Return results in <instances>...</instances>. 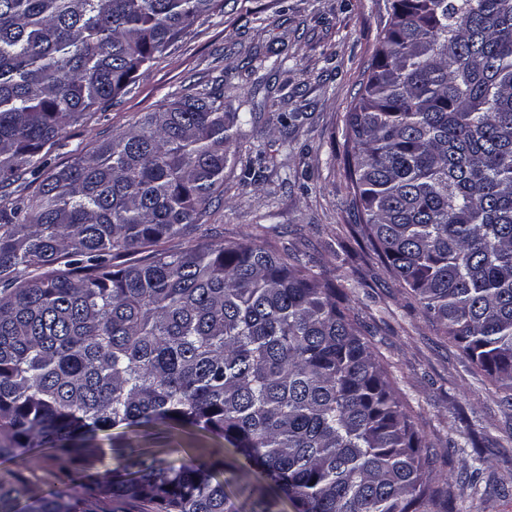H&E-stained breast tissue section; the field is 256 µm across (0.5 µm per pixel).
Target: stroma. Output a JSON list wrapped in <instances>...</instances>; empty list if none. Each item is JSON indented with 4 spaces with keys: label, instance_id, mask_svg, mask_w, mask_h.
I'll return each instance as SVG.
<instances>
[{
    "label": "stroma",
    "instance_id": "1",
    "mask_svg": "<svg viewBox=\"0 0 512 512\" xmlns=\"http://www.w3.org/2000/svg\"><path fill=\"white\" fill-rule=\"evenodd\" d=\"M387 0H224L221 12L195 22L166 53L138 73L127 94L91 111L44 151L48 168L185 95L218 91L224 109L246 116L224 170V197L207 216L216 242L254 239L273 230L277 246L296 247L335 276L338 256L352 287L351 305L365 321L392 373L393 385L435 448L457 512H512V407L447 337L422 315L407 288L350 233L358 223L342 133L346 112L368 76ZM462 451L449 455L450 444ZM484 458L485 489L460 480L463 461ZM23 463L0 460V475L21 472L43 495L63 476L48 448H27Z\"/></svg>",
    "mask_w": 512,
    "mask_h": 512
}]
</instances>
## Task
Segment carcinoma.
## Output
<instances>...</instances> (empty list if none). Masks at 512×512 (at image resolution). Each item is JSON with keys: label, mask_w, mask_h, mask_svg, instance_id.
Listing matches in <instances>:
<instances>
[{"label": "carcinoma", "mask_w": 512, "mask_h": 512, "mask_svg": "<svg viewBox=\"0 0 512 512\" xmlns=\"http://www.w3.org/2000/svg\"><path fill=\"white\" fill-rule=\"evenodd\" d=\"M223 0H0V459L69 482L0 512H456L348 295L270 242L164 243L224 194L240 124L216 91L60 169L36 156ZM343 135L357 234L473 368L512 391V0H391ZM196 428L245 460L149 458L114 427ZM481 457L462 475L477 489ZM256 469L261 488L230 487ZM24 464L0 460V475L10 478V474L20 471L26 478L33 493L43 495L50 492L60 481L67 478L56 468L53 452L49 448H21Z\"/></svg>", "instance_id": "carcinoma-1"}]
</instances>
